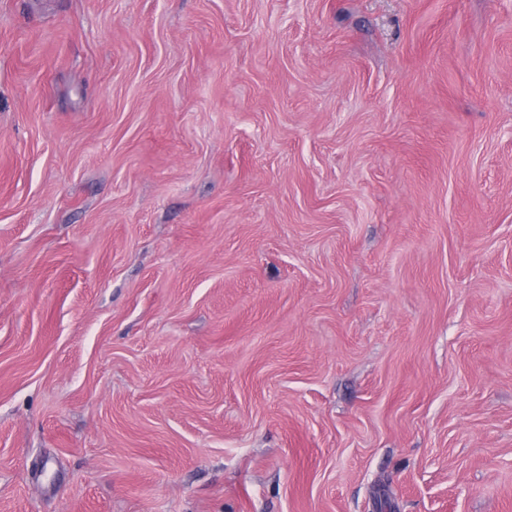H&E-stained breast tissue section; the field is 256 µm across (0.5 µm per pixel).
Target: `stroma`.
<instances>
[{
  "label": "stroma",
  "instance_id": "35a3bbf8",
  "mask_svg": "<svg viewBox=\"0 0 512 512\" xmlns=\"http://www.w3.org/2000/svg\"><path fill=\"white\" fill-rule=\"evenodd\" d=\"M512 512V0H0V512Z\"/></svg>",
  "mask_w": 512,
  "mask_h": 512
}]
</instances>
